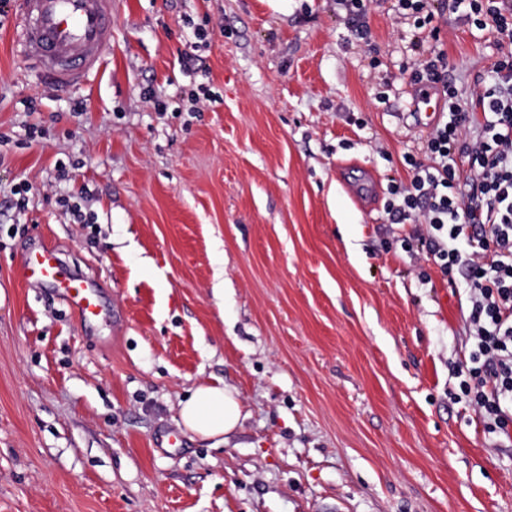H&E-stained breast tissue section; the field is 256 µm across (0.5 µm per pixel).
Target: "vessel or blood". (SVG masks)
<instances>
[{"mask_svg":"<svg viewBox=\"0 0 512 512\" xmlns=\"http://www.w3.org/2000/svg\"><path fill=\"white\" fill-rule=\"evenodd\" d=\"M16 39L43 85L72 90L104 65L112 42V0H19ZM26 283L53 284L81 319L100 314L98 295L84 277L63 273L58 250L40 244L21 259Z\"/></svg>","mask_w":512,"mask_h":512,"instance_id":"1","label":"vessel or blood"}]
</instances>
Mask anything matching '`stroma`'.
Masks as SVG:
<instances>
[{"label":"stroma","instance_id":"35a3bbf8","mask_svg":"<svg viewBox=\"0 0 512 512\" xmlns=\"http://www.w3.org/2000/svg\"><path fill=\"white\" fill-rule=\"evenodd\" d=\"M392 6L365 44L336 0H112L54 91L0 0V512H512V447L448 397L468 287L388 216L429 131ZM432 8L471 96L496 32ZM41 242L101 317L25 283ZM201 385L238 394L227 440L180 422Z\"/></svg>","mask_w":512,"mask_h":512}]
</instances>
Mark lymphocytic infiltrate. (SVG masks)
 Segmentation results:
<instances>
[{"instance_id":"f902f5d3","label":"lymphocytic infiltrate","mask_w":512,"mask_h":512,"mask_svg":"<svg viewBox=\"0 0 512 512\" xmlns=\"http://www.w3.org/2000/svg\"><path fill=\"white\" fill-rule=\"evenodd\" d=\"M453 6L512 43V0ZM444 67L437 51L412 74L414 83L441 84L448 116L423 140L422 160L410 161L408 184L394 186L389 215L396 224L416 221L413 240L443 273L469 281L472 347L455 368L458 389L485 433L512 442V58L495 62L467 102Z\"/></svg>"}]
</instances>
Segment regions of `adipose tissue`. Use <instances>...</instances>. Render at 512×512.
<instances>
[{
	"label": "adipose tissue",
	"instance_id": "1",
	"mask_svg": "<svg viewBox=\"0 0 512 512\" xmlns=\"http://www.w3.org/2000/svg\"><path fill=\"white\" fill-rule=\"evenodd\" d=\"M180 419L197 437L213 439L232 434L240 426L243 413L235 391L201 385L182 402Z\"/></svg>",
	"mask_w": 512,
	"mask_h": 512
}]
</instances>
